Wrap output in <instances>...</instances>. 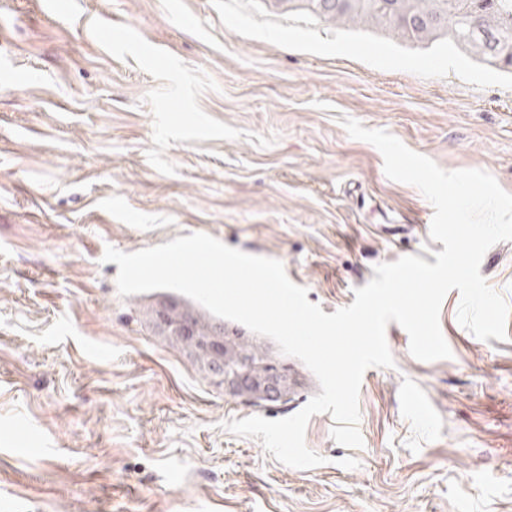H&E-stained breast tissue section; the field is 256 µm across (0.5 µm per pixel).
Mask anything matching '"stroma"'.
Segmentation results:
<instances>
[{
    "instance_id": "1",
    "label": "stroma",
    "mask_w": 512,
    "mask_h": 512,
    "mask_svg": "<svg viewBox=\"0 0 512 512\" xmlns=\"http://www.w3.org/2000/svg\"><path fill=\"white\" fill-rule=\"evenodd\" d=\"M512 192V78L455 47L346 30L263 0H0V512H512V319L477 339L445 296L451 358L360 390L364 445L313 415L301 470L224 422L298 412L211 385L120 296L106 246L206 233L282 262L324 313L373 268L434 263V209L344 117ZM480 273L512 304V241Z\"/></svg>"
}]
</instances>
